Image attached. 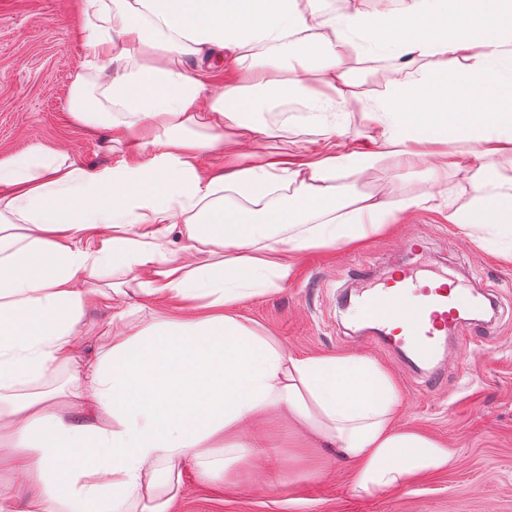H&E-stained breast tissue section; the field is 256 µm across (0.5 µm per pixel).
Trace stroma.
Instances as JSON below:
<instances>
[{
	"instance_id": "35a3bbf8",
	"label": "stroma",
	"mask_w": 512,
	"mask_h": 512,
	"mask_svg": "<svg viewBox=\"0 0 512 512\" xmlns=\"http://www.w3.org/2000/svg\"><path fill=\"white\" fill-rule=\"evenodd\" d=\"M75 0H0V156L43 143L71 154L79 165L103 167L116 155L111 133L73 124L66 112L71 84L82 72L86 50L69 33ZM255 119L287 122L288 135L306 148V113L285 99L258 102ZM458 164L431 180L426 167L412 170L384 162L340 179L347 194L417 196L442 190L466 204L482 176L483 159L470 143L456 144ZM421 236L435 264L450 268L471 288L492 291L499 316L468 337L448 340L453 365L429 383L397 350L368 330H354L341 292H358L359 270L382 276L393 264L410 261L405 240ZM477 232L444 221L438 211L404 213L390 234L372 237L358 250L342 248L306 255L296 277L276 292L254 297L245 313L279 336L289 352H346L369 355L394 375L402 395L401 424L420 428L448 443L456 464L413 488L379 494L353 490L351 467L332 451L312 454L322 477L295 481L300 435L293 427L272 428L252 467L264 484L217 495L192 475L183 478L180 512H512V262L480 248Z\"/></svg>"
}]
</instances>
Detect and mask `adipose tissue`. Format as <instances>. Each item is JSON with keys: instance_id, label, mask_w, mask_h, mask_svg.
<instances>
[{"instance_id": "ef3b65f1", "label": "adipose tissue", "mask_w": 512, "mask_h": 512, "mask_svg": "<svg viewBox=\"0 0 512 512\" xmlns=\"http://www.w3.org/2000/svg\"><path fill=\"white\" fill-rule=\"evenodd\" d=\"M76 0L84 69L121 153L86 168L42 144L0 157V420L13 475L0 512H177L182 473L216 494L267 427L290 419L350 463L363 493L415 485L455 453L400 425L401 391L365 354L298 356L243 308L291 281L309 252L362 248L436 197H336L339 175L391 159L438 172L450 146L512 151V0ZM287 64H280V55ZM391 64L380 95L351 58ZM194 66H187V59ZM223 67L212 90L207 76ZM299 98L316 147L268 151L283 129L247 93ZM362 105L371 149L336 148V113ZM223 155V165L203 166ZM297 186L296 197L286 187ZM241 197L224 204L225 192ZM512 262V178L487 166L449 223ZM106 310L98 332L89 308Z\"/></svg>"}]
</instances>
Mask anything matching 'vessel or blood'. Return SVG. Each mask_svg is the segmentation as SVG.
Returning <instances> with one entry per match:
<instances>
[{"label":"vessel or blood","instance_id":"vessel-or-blood-1","mask_svg":"<svg viewBox=\"0 0 512 512\" xmlns=\"http://www.w3.org/2000/svg\"><path fill=\"white\" fill-rule=\"evenodd\" d=\"M493 296L458 287L441 272L403 265L359 293L352 313L379 332L389 346L413 363L429 366V380H438L441 341L448 333H464L494 305Z\"/></svg>","mask_w":512,"mask_h":512}]
</instances>
